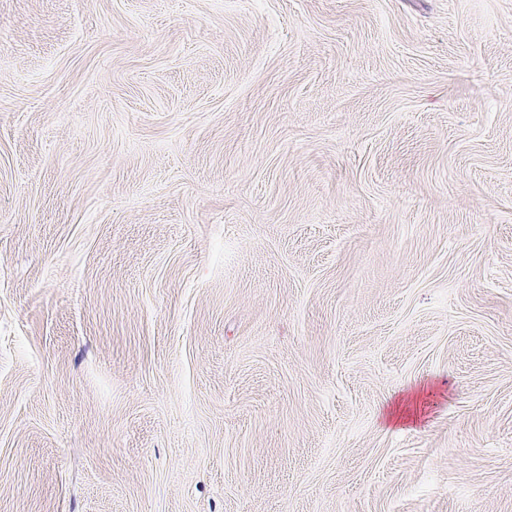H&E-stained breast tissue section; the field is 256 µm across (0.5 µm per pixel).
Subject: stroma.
Listing matches in <instances>:
<instances>
[{"mask_svg": "<svg viewBox=\"0 0 512 512\" xmlns=\"http://www.w3.org/2000/svg\"><path fill=\"white\" fill-rule=\"evenodd\" d=\"M0 512H512V0H0Z\"/></svg>", "mask_w": 512, "mask_h": 512, "instance_id": "stroma-1", "label": "stroma"}]
</instances>
